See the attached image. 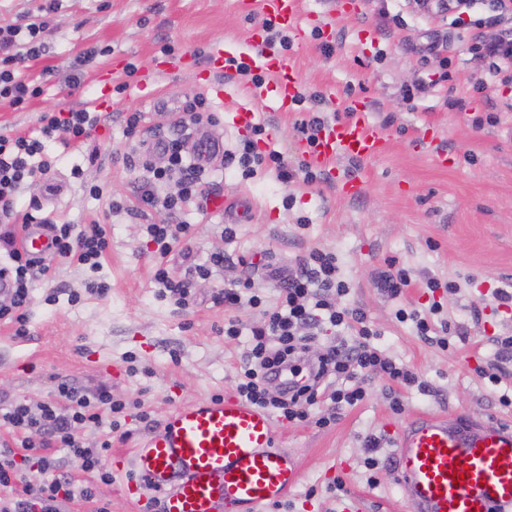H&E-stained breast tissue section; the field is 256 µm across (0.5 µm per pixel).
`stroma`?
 Wrapping results in <instances>:
<instances>
[{"instance_id":"obj_1","label":"stroma","mask_w":512,"mask_h":512,"mask_svg":"<svg viewBox=\"0 0 512 512\" xmlns=\"http://www.w3.org/2000/svg\"><path fill=\"white\" fill-rule=\"evenodd\" d=\"M42 2L0 0L1 26L23 16L31 23L49 20L52 28L46 53L28 71L44 93L21 111L0 103V135L36 131L41 112L100 97L113 119L83 150L46 145L56 158L48 178L63 183L64 193L52 198L35 185L20 203L28 205L35 197L51 218L101 224L111 245L98 271L57 260L49 275L34 283L29 336H14L10 326L0 325V404L41 402L64 379L90 389L108 386L114 397L141 406L127 411L120 431L104 426L85 431L84 439L92 446L109 440L115 453L131 451L176 408L217 394L235 396L246 341L225 338L224 322L233 318L248 328L261 314L246 304L225 311L214 302V292L250 277L262 283L267 302H274L277 291L268 267L284 273L309 250L328 249L350 284L346 303L367 313L375 331L372 345L410 368L419 383L406 389L367 375L361 379L367 396L357 406L337 409L323 399L313 407L312 421L273 418L276 444L297 462L301 477L279 505L259 512H344L353 500L360 512H417L397 482L394 448L401 427L423 415L512 426V405L500 402L501 396L512 398V360L499 359L493 343L494 337L512 333V306L494 297L497 289L512 286V117L487 120L496 104L512 99V86L476 92L480 64L458 49L468 29L449 27L434 15L404 12L401 0H363L360 13L352 16L338 13L337 0H301V30L291 33L283 54L297 76L298 92L329 89L362 100L370 120L386 132L385 147L363 161L338 160L339 175L362 182L354 198L343 197L325 180L285 185L268 172L245 180L216 161L206 170V181L228 200L248 197L256 219L236 225L229 239L223 213L187 207L182 220L192 252L171 253L172 274L187 276L216 251L224 254V267L197 281L195 303L183 307L158 295L152 280L158 257L141 220L110 209L113 198L132 195L139 175L123 164V155L138 159L147 152L145 143L126 138L116 114L140 110L148 127L164 133L171 116L149 103L146 86L164 87L181 99L202 93L225 126V149L242 136L229 121L231 113L243 110L268 125L261 150L301 160L294 131L298 112L276 111L265 86L248 80L228 82L217 72L201 80L191 62L194 48L238 44L251 29L263 28L267 16L258 8L240 11L236 0H61L48 16L39 10ZM326 36L334 45L329 56L319 49ZM168 42L175 45L174 54L163 53ZM433 44L438 54H428ZM90 46L98 47L99 55L86 66L82 84L68 86L66 71ZM131 63L138 71L129 79L125 68ZM125 79L129 89L117 94L116 84ZM420 82L427 91L403 101V89ZM218 86L227 88L228 97L216 96ZM452 98L466 100L465 111L450 110ZM440 153L448 155L447 166L437 163ZM88 183L104 184L103 195L90 197L84 190ZM301 216L306 226H298ZM390 258L412 278L399 300L374 286L377 270ZM430 277L440 288L424 287ZM92 279L107 283L106 296L86 294ZM451 280L458 282L457 291L445 289ZM74 292L81 293L80 302L70 301ZM435 303L458 331L445 350L396 318L399 308L425 312ZM142 410L150 422L139 419ZM329 414L334 422L318 426L317 418ZM370 436L379 441L373 454L366 447ZM46 454L60 460L78 484L94 486L111 512H149L152 494H129L126 474L103 483L66 449L50 448ZM371 455L379 461L373 470L366 466Z\"/></svg>"}]
</instances>
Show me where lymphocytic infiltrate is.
I'll use <instances>...</instances> for the list:
<instances>
[{"label": "lymphocytic infiltrate", "mask_w": 512, "mask_h": 512, "mask_svg": "<svg viewBox=\"0 0 512 512\" xmlns=\"http://www.w3.org/2000/svg\"><path fill=\"white\" fill-rule=\"evenodd\" d=\"M486 16L472 20L468 37V51L477 61L489 64V72L499 83L512 84V0H486ZM501 26L498 38L487 41L483 28ZM43 25H12L0 28V102L21 108L29 99L41 95L40 87L31 85L24 74L26 62L38 59L46 45L42 40ZM103 120L102 113L75 106L65 112L42 113L39 137L0 136V273L8 274L13 286L0 303V322L12 325L16 336L28 333V308L31 302L30 284L47 274L56 258H69L90 270H98L101 260L110 248L106 229L99 224L78 228L74 224L47 221L52 252L36 259L22 252L17 237L23 225L38 223V201H30L28 209L17 207L21 193L43 178L52 163L43 159L46 142L63 139L67 143H84ZM267 136L264 125H251L235 149L225 151L226 165L236 166L243 178L255 175L257 167L274 170L282 183L303 178L305 183L316 182L317 174L309 164L299 168L289 166L276 152L261 151L259 144ZM165 165H156L152 159L142 161L147 173L136 188V202L127 205L112 201L111 209L131 215L144 216L151 212L162 219L145 225L144 230L157 247L160 256H168L179 242L186 225L176 223L175 217L188 203L203 208L208 204L209 190L204 186V172L188 163L184 155L182 137L166 139L162 151ZM177 181L176 193L164 192L169 181ZM224 255L211 253L206 262L191 269L190 278L174 279L167 266L158 265L153 279L162 291L178 295L181 303H188L194 280L210 279L214 269L223 267ZM350 284L344 279L335 252L314 249L299 267L279 284L277 307L265 314L263 324L251 330L250 349L243 363L242 380L236 391L240 398L268 411L278 412L288 422L308 419L309 409L318 400L319 387L328 376H335L338 384L329 393L335 405L353 406L364 400V388L353 385L357 370H371L387 376L404 386L417 383L411 370L396 366L388 358L371 350L367 344L372 331L366 326V314L359 308H341L337 301L347 295ZM359 323L363 341L355 346L332 345L316 354L310 366L311 377L304 383L281 388L270 394L267 385L275 380L282 366L298 369L323 324L334 327ZM313 352V351H312ZM126 401L114 398L104 386L89 389L75 382L58 383L53 397L30 405L14 401L0 408V426L21 434L19 448L0 447V512H63L66 503L81 498L90 506V512H110L108 502L99 498L93 487L76 486L73 478L62 469L60 461L43 456L36 471H27L19 461L20 451L34 450L35 446H57L80 457L86 470L97 472L101 482H111L112 476L102 465V449L86 447L80 438L82 431L109 422L111 428H120V419L126 413ZM41 443H34V436Z\"/></svg>", "instance_id": "lymphocytic-infiltrate-1"}]
</instances>
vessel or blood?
I'll return each mask as SVG.
<instances>
[{"mask_svg":"<svg viewBox=\"0 0 512 512\" xmlns=\"http://www.w3.org/2000/svg\"><path fill=\"white\" fill-rule=\"evenodd\" d=\"M300 0H261L263 11L294 26ZM234 55L276 79L273 98L288 112L296 76L284 65L263 31L249 32ZM381 128L362 108L325 126L315 146L300 143L311 166L354 195L359 184L336 176L337 158H370L384 143ZM198 166L208 167L224 153L221 132L194 129L188 139ZM50 238L33 224L19 241L33 257L49 252ZM396 473L418 512H512V428L494 423L451 424L420 416L399 434ZM114 470L138 477L141 488L161 493L162 512H257L287 496L300 480L288 455L274 447L269 413L245 400L222 398L177 408L160 429L134 449L113 458Z\"/></svg>","mask_w":512,"mask_h":512,"instance_id":"b4317fda","label":"vessel or blood"}]
</instances>
